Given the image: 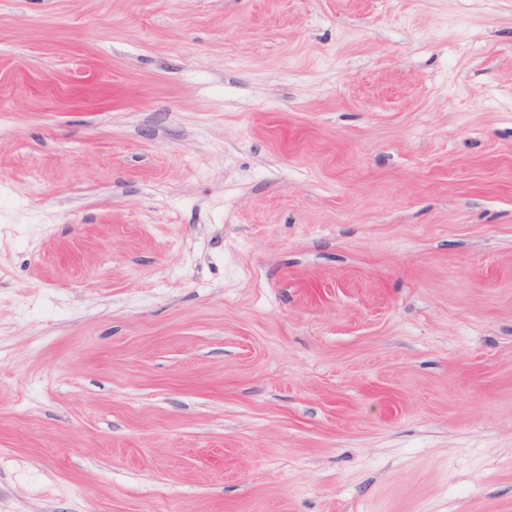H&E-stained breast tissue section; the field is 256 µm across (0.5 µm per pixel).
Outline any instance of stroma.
Returning a JSON list of instances; mask_svg holds the SVG:
<instances>
[{
    "instance_id": "obj_1",
    "label": "stroma",
    "mask_w": 512,
    "mask_h": 512,
    "mask_svg": "<svg viewBox=\"0 0 512 512\" xmlns=\"http://www.w3.org/2000/svg\"><path fill=\"white\" fill-rule=\"evenodd\" d=\"M0 512H512V0H0Z\"/></svg>"
}]
</instances>
